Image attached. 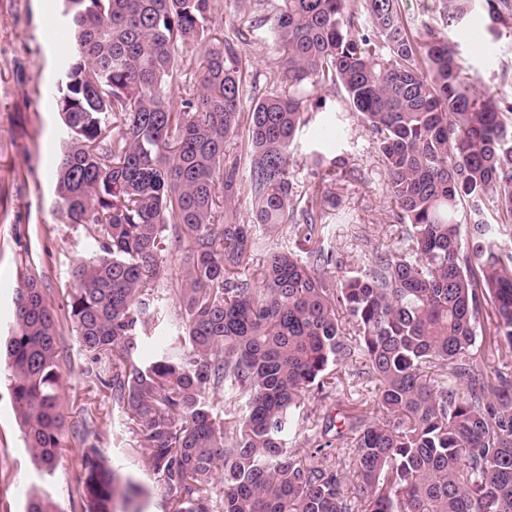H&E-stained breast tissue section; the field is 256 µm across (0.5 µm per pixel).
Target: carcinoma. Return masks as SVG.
<instances>
[{"mask_svg": "<svg viewBox=\"0 0 512 512\" xmlns=\"http://www.w3.org/2000/svg\"><path fill=\"white\" fill-rule=\"evenodd\" d=\"M61 2L76 56L56 95V213L95 247L73 268L64 320L108 363L99 381L157 481L178 493L170 512H212L217 480L219 512H512V248L495 238L512 224V102L478 89L453 40L478 9L500 38L512 0H439L441 27L423 33L398 0H269L235 37L269 25L280 88L247 112L236 65L211 44L224 0ZM328 90L371 133L396 208L395 247L365 241L360 272L340 282L331 269L347 258L318 239L336 210L333 181L360 170L316 150L314 190L288 171L309 104ZM243 124L244 155L228 162ZM242 195L250 224L227 207ZM467 203L494 222L462 231ZM283 225L284 244L271 239ZM174 251L175 328L141 360ZM259 253L255 278L246 269ZM14 304L0 376L26 448L51 476L68 438L60 321L32 274ZM346 365L378 384L384 420L336 404L315 452L345 441L342 460L314 464L290 433L309 394L332 395ZM82 470V512H140L143 489L96 445ZM26 512L58 507L31 489Z\"/></svg>", "mask_w": 512, "mask_h": 512, "instance_id": "obj_1", "label": "carcinoma"}]
</instances>
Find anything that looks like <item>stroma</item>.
<instances>
[{"mask_svg":"<svg viewBox=\"0 0 512 512\" xmlns=\"http://www.w3.org/2000/svg\"><path fill=\"white\" fill-rule=\"evenodd\" d=\"M72 42L58 0H0V193L7 198L0 212V335L12 321V291L20 268L27 265L35 271L48 306L59 313L73 266L94 249L82 226L60 223L55 212L53 171L63 128L52 89L63 76L62 62ZM229 42L248 106L269 92V74L279 66L278 54L265 26L252 29L246 41ZM457 51L480 90L512 98V27L492 39L483 15L473 13ZM324 97L327 109L339 112L346 130L336 152L364 175L360 181H337L333 221L339 230L325 243L349 255L357 251L359 233L374 243L392 244L393 204L371 137L339 94L328 91ZM61 342L66 350L62 393L69 423L84 422L97 431L103 456L146 488L144 512H168L170 492L137 451L124 409L96 378L103 363L80 348L70 324H63ZM83 448L82 442L68 439L54 477L43 479L24 445L9 394L0 385V500L11 512H24L25 493L32 485L46 490L61 512H82Z\"/></svg>","mask_w":512,"mask_h":512,"instance_id":"obj_1","label":"stroma"}]
</instances>
